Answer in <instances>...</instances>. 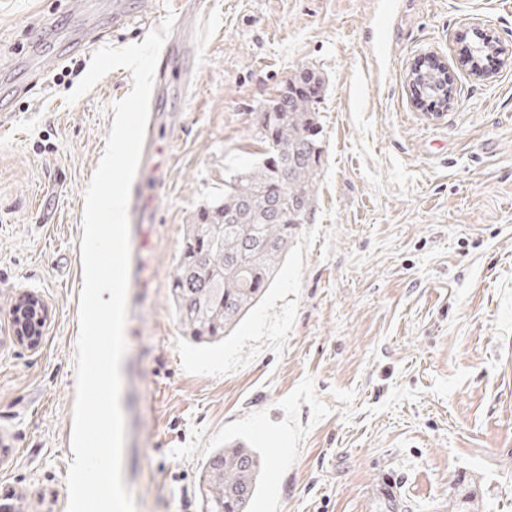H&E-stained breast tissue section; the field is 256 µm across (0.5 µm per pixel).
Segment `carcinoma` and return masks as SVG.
I'll return each mask as SVG.
<instances>
[{"mask_svg": "<svg viewBox=\"0 0 512 512\" xmlns=\"http://www.w3.org/2000/svg\"><path fill=\"white\" fill-rule=\"evenodd\" d=\"M321 77L298 69L262 113V158L224 182V196L185 225L171 281L184 335L195 343L229 336L263 299L302 225L315 211L322 166L319 104L309 85ZM264 462L233 440L205 463V512H250Z\"/></svg>", "mask_w": 512, "mask_h": 512, "instance_id": "obj_1", "label": "carcinoma"}]
</instances>
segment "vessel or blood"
<instances>
[{"label":"vessel or blood","instance_id":"obj_1","mask_svg":"<svg viewBox=\"0 0 512 512\" xmlns=\"http://www.w3.org/2000/svg\"><path fill=\"white\" fill-rule=\"evenodd\" d=\"M176 32L172 36L165 52L159 57L155 73L154 86L150 97V109L161 112V99L166 94L169 74H178L181 91H188L194 78L192 62L196 50L192 47L191 25L195 18L208 8L207 0H178ZM162 145L157 134L156 122H149L146 129L142 157L139 168L151 173L155 189L164 186L165 164L162 160Z\"/></svg>","mask_w":512,"mask_h":512}]
</instances>
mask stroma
Instances as JSON below:
<instances>
[{
  "mask_svg": "<svg viewBox=\"0 0 512 512\" xmlns=\"http://www.w3.org/2000/svg\"><path fill=\"white\" fill-rule=\"evenodd\" d=\"M209 2L165 186L129 239L136 512H202L205 459L232 438L266 460L252 512H385L383 474L400 512H512V58L464 63L477 32L512 50V0ZM113 4L94 16L116 48L177 8L114 28ZM79 24L76 0H0V498L21 512H66L84 192L132 89L118 68L66 103L91 59L69 49ZM303 66L323 81L315 216L252 316L191 343L168 288L184 226L260 159L256 115ZM420 67L446 73L447 111L412 93ZM26 293L46 310L34 348L14 335Z\"/></svg>",
  "mask_w": 512,
  "mask_h": 512,
  "instance_id": "obj_1",
  "label": "stroma"
}]
</instances>
